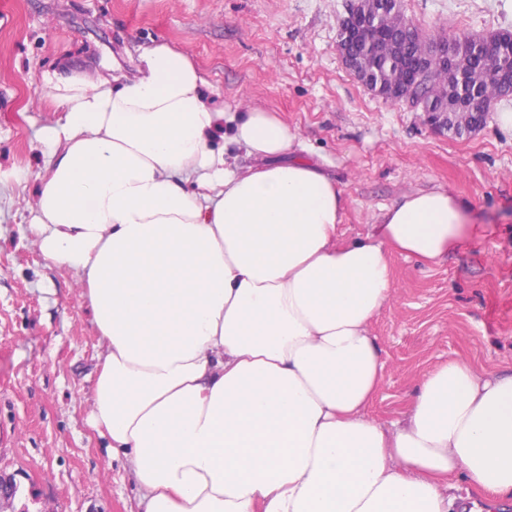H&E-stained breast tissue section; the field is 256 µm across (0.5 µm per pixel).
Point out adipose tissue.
<instances>
[{
  "mask_svg": "<svg viewBox=\"0 0 512 512\" xmlns=\"http://www.w3.org/2000/svg\"><path fill=\"white\" fill-rule=\"evenodd\" d=\"M32 211L73 271L103 352L90 424L143 512H449V476L512 499V373L448 360L404 423L365 416L385 367L370 331L389 257L431 265L485 237L467 202L413 191L342 239V184L297 129L215 108L191 56L146 48L135 75L48 71ZM233 142L254 163L224 154Z\"/></svg>",
  "mask_w": 512,
  "mask_h": 512,
  "instance_id": "obj_1",
  "label": "adipose tissue"
}]
</instances>
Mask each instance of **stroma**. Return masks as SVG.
<instances>
[{
	"mask_svg": "<svg viewBox=\"0 0 512 512\" xmlns=\"http://www.w3.org/2000/svg\"><path fill=\"white\" fill-rule=\"evenodd\" d=\"M346 0H0V172H28L0 193V473L16 512H139L136 486L89 423L102 348L77 277L34 243L43 167L39 129L55 120L41 72L134 74L157 43L188 52L216 105L258 104L296 127L305 159L342 182L344 238L365 233L402 194L446 189L495 236L425 266L390 260L393 300L371 332L384 381L368 418L392 427L423 375L448 359L512 371V132L498 121L452 138L422 113L372 95L337 49ZM428 38L512 31V0H402Z\"/></svg>",
	"mask_w": 512,
	"mask_h": 512,
	"instance_id": "stroma-1",
	"label": "stroma"
}]
</instances>
